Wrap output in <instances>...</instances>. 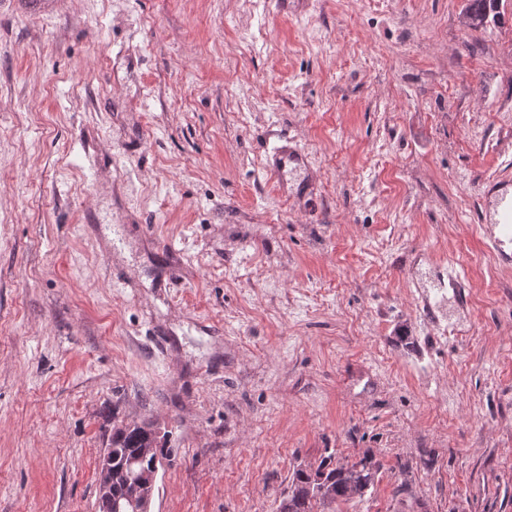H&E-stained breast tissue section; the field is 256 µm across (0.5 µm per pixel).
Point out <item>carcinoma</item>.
<instances>
[{
  "mask_svg": "<svg viewBox=\"0 0 512 512\" xmlns=\"http://www.w3.org/2000/svg\"><path fill=\"white\" fill-rule=\"evenodd\" d=\"M499 0H468L464 18L466 26L478 29L485 25L490 13L498 9ZM153 433L141 426L115 430L112 444V494H117L129 478L148 481L153 472L150 456L141 450L152 447ZM379 467L373 458L364 455L339 465L321 462L315 470L294 471L287 494L276 512H325L354 499L362 498L375 484Z\"/></svg>",
  "mask_w": 512,
  "mask_h": 512,
  "instance_id": "1",
  "label": "carcinoma"
}]
</instances>
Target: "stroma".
Instances as JSON below:
<instances>
[{
    "mask_svg": "<svg viewBox=\"0 0 512 512\" xmlns=\"http://www.w3.org/2000/svg\"><path fill=\"white\" fill-rule=\"evenodd\" d=\"M465 6L0 0V512H98L133 422L154 512L364 454L342 512H512V0ZM464 11L466 26L478 29L485 25L491 12L496 13L499 0H468ZM500 203L502 205L501 218L494 224L498 235L495 232L492 233L493 243L499 251L502 250L501 246L503 244L501 237L509 238L512 241V199L507 200L506 197L502 196Z\"/></svg>",
    "mask_w": 512,
    "mask_h": 512,
    "instance_id": "obj_1",
    "label": "stroma"
}]
</instances>
